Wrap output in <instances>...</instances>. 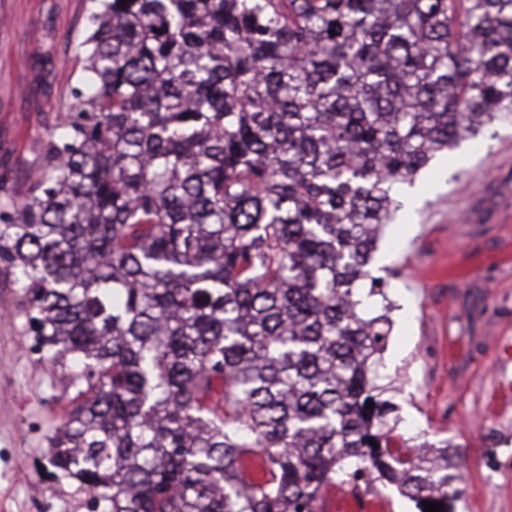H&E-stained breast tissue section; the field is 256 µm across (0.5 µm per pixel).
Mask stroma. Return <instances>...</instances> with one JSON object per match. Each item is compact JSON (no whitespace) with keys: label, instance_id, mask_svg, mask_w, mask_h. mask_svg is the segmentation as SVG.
I'll use <instances>...</instances> for the list:
<instances>
[{"label":"stroma","instance_id":"35a3bbf8","mask_svg":"<svg viewBox=\"0 0 512 512\" xmlns=\"http://www.w3.org/2000/svg\"><path fill=\"white\" fill-rule=\"evenodd\" d=\"M89 0H0V177L23 193L39 148L82 74ZM411 207L384 225L375 268L388 267L391 334L382 355L396 432L407 446L449 440L465 482L456 512H512V114L421 171ZM0 288V512H89L72 479L43 471L46 434L64 403L60 369Z\"/></svg>","mask_w":512,"mask_h":512}]
</instances>
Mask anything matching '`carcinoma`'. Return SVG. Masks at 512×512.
Listing matches in <instances>:
<instances>
[{"instance_id": "obj_1", "label": "carcinoma", "mask_w": 512, "mask_h": 512, "mask_svg": "<svg viewBox=\"0 0 512 512\" xmlns=\"http://www.w3.org/2000/svg\"><path fill=\"white\" fill-rule=\"evenodd\" d=\"M90 2L39 173L0 180V286L69 392L44 467L93 512L376 482L455 512L459 454L386 424L364 297L402 186L512 112V0Z\"/></svg>"}]
</instances>
